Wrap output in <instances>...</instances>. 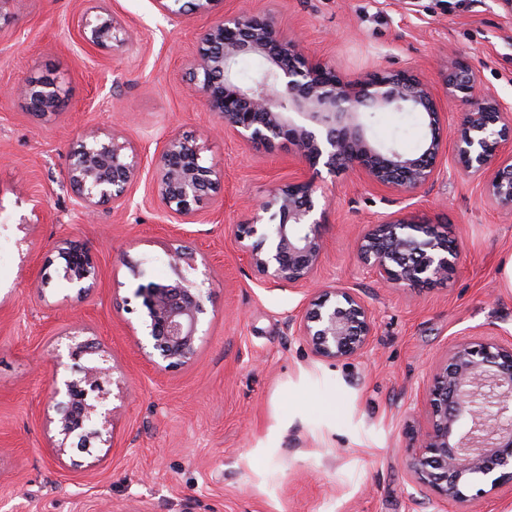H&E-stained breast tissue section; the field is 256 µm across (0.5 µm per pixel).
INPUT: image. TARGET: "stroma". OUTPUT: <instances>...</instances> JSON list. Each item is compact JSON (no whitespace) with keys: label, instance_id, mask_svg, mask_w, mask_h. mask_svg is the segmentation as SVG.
Masks as SVG:
<instances>
[{"label":"stroma","instance_id":"stroma-1","mask_svg":"<svg viewBox=\"0 0 512 512\" xmlns=\"http://www.w3.org/2000/svg\"><path fill=\"white\" fill-rule=\"evenodd\" d=\"M91 3L9 0L0 10V512H512L507 487L461 506L423 499L403 464L449 349L479 334L512 336V218L449 161L404 199L355 171L295 164L287 147H249L191 95L188 66L224 13L267 14L344 76L411 68L441 92L449 60L464 58L512 105V12L498 0H219L174 22L154 0H103L131 37L98 47L79 26ZM54 77L65 96L45 116L6 92ZM369 125L374 140L405 151L425 132L416 112H379ZM115 127L140 174L123 203L88 217L68 181L70 150ZM174 131L201 137L223 167L192 224L167 213L154 189L151 160ZM294 179L314 180L327 198L314 287L358 292L372 311L362 355L314 357L286 325L307 293L260 278L234 235ZM409 211L458 243L447 284L383 288L359 263L363 228ZM68 238L96 264L82 296L55 277ZM179 244L207 256L185 275L212 295L194 361L161 372L138 346L141 311L124 304L135 284L126 264L167 282L168 250ZM74 335L110 358L114 435L60 456L48 382L53 350Z\"/></svg>","mask_w":512,"mask_h":512}]
</instances>
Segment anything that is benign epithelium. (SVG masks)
<instances>
[{
  "label": "benign epithelium",
  "instance_id": "benign-epithelium-1",
  "mask_svg": "<svg viewBox=\"0 0 512 512\" xmlns=\"http://www.w3.org/2000/svg\"><path fill=\"white\" fill-rule=\"evenodd\" d=\"M216 0H155L165 15L181 19L205 12ZM84 38L97 46L125 43L120 19L102 6L81 20ZM198 55L189 63L191 91L207 110L244 142L273 149L286 142L297 163L323 165L330 172L354 170L373 184L410 197L452 158L456 170L482 187L485 204L512 216V106L483 86L464 59L448 62L446 97L463 118L453 146L444 138L447 120L430 80L412 70H378L344 79L335 68L305 54L299 40L267 16L226 14L202 35ZM243 55L260 57L264 67L248 85L239 83L234 66ZM38 113L59 106L63 89L54 80L28 81L17 87ZM418 112L426 136L420 149L406 153L396 145L375 143L366 115ZM112 133L101 139L84 135L71 154L69 182L86 208L122 199L138 173L137 155ZM195 136L169 135L154 162L155 191L163 206L183 223H194L197 206L216 189L223 170L203 156ZM313 180H296L274 188L255 208L248 224L235 225V236L251 266L279 286L298 289L322 262L324 242L318 191ZM63 260L58 276L78 293L95 280L90 252L76 241L58 248ZM357 255L375 281L387 288L431 289L457 270L460 250L446 231L416 214H401L369 224L357 241ZM169 284H138L133 292L144 312L143 325L154 364L160 371L181 368L195 358L201 316L210 293L183 274L207 264V258L174 247ZM288 329L304 338L315 357L339 360L362 354L374 333V318L360 295L326 287L309 301ZM100 352L89 340L68 345V358L80 377H59L68 369L55 356L49 382V408L59 454L72 447L87 450L94 441L113 437L112 410L102 394L112 368L80 365ZM427 427L418 434L405 465L414 483L438 503L462 504L469 491L490 495L512 485V342L482 338L449 350L425 395Z\"/></svg>",
  "mask_w": 512,
  "mask_h": 512
}]
</instances>
